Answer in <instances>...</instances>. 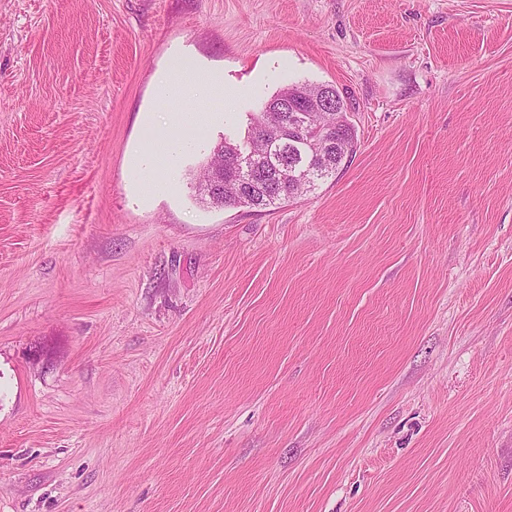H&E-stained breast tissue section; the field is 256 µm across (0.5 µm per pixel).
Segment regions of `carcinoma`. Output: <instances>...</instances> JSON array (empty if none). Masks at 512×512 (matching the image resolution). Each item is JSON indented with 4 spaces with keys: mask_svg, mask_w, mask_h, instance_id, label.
Segmentation results:
<instances>
[{
    "mask_svg": "<svg viewBox=\"0 0 512 512\" xmlns=\"http://www.w3.org/2000/svg\"><path fill=\"white\" fill-rule=\"evenodd\" d=\"M322 88H324L322 84H292L280 89L269 103L308 101L310 97L320 94ZM334 94L336 101L327 108L309 111L310 126L322 129L323 136L338 143L337 150L329 156L328 166L319 171L304 169L303 165L311 162L312 157L307 153L303 139L296 133L284 135L282 127L278 124L279 113L273 109H263L252 118L246 140L239 143L226 139L217 144L211 152L212 159L226 160L224 177L228 178L235 175V171L227 163L229 155L234 151L245 150L259 154L266 147H272L271 152L264 156L261 162L265 175L260 188L251 194L241 195L233 187L226 186L213 201L207 195V185L202 183V178L208 172V167L205 166L195 182V192L200 202L224 207L266 208L280 201L304 196L314 190L318 182L335 175L336 171L344 165V160L353 155L357 142L353 127L349 125H344L340 129L333 127L338 113L349 112L352 109L351 103L339 91H334Z\"/></svg>",
    "mask_w": 512,
    "mask_h": 512,
    "instance_id": "cac0c4a2",
    "label": "carcinoma"
}]
</instances>
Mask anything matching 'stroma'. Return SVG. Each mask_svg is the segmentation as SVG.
<instances>
[{
  "mask_svg": "<svg viewBox=\"0 0 512 512\" xmlns=\"http://www.w3.org/2000/svg\"><path fill=\"white\" fill-rule=\"evenodd\" d=\"M302 82L350 162L197 203ZM0 512H512V0H0ZM182 61L183 64H177ZM158 79V97L167 102L177 89L183 99L210 102L224 86V78L213 71L195 65L191 60L179 59ZM331 84H292L280 89L267 103L276 104L279 101L297 102L300 100L310 101V97L320 94L322 88ZM334 94L337 98L326 109L320 111L310 110L309 123L312 127L322 128L323 136L334 142L335 150H332L328 159V166L319 171L305 170L303 165L310 163L312 157L307 153V147L303 139L296 133L284 135L283 127L278 124V116L281 112H276L273 108L258 112L250 122L246 140L242 143L231 142L224 139V142L217 144L211 156L216 161L223 160L222 169L213 172L208 186L215 189L224 184L230 176H237L235 171L229 167V155L234 150L247 151L259 154L265 150L267 145L272 147L271 152L263 157L261 167L265 170L262 184L259 189L251 194L240 195L233 187L225 186L224 191H219L216 201H212L206 194L207 185L203 184L201 179L207 175L210 164L207 163L199 174L195 182L196 196L201 203L224 206L238 207L248 206L252 208H267L280 201H290L315 189L319 181H325L336 174V171L352 157L356 150L357 142L353 126L341 125L342 129H328L336 123V115L339 112H351L352 105L347 98L335 89ZM336 141H340L336 148ZM337 150V152H336ZM344 160H346L344 162ZM294 168L296 172L303 173L298 179L288 178V169ZM305 173V174H304ZM174 125L183 131V135L177 138L158 139L149 152L150 164L155 169L166 168L172 161L175 153L181 147L192 143L187 132L196 129L206 123L197 109H184L181 111Z\"/></svg>",
  "mask_w": 512,
  "mask_h": 512,
  "instance_id": "obj_1",
  "label": "stroma"
}]
</instances>
